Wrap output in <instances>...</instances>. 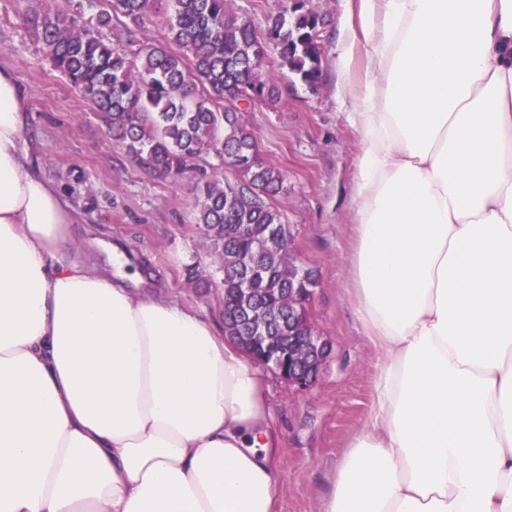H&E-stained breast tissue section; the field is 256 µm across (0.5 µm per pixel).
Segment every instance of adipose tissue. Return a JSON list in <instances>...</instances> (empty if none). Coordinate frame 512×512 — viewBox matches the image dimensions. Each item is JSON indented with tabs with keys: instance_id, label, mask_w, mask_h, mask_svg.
Returning a JSON list of instances; mask_svg holds the SVG:
<instances>
[{
	"instance_id": "ef3b65f1",
	"label": "adipose tissue",
	"mask_w": 512,
	"mask_h": 512,
	"mask_svg": "<svg viewBox=\"0 0 512 512\" xmlns=\"http://www.w3.org/2000/svg\"><path fill=\"white\" fill-rule=\"evenodd\" d=\"M351 311L372 404L318 512H512V0H360ZM0 67V512H272L252 358L77 216Z\"/></svg>"
}]
</instances>
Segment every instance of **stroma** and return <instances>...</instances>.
Instances as JSON below:
<instances>
[{
    "label": "stroma",
    "mask_w": 512,
    "mask_h": 512,
    "mask_svg": "<svg viewBox=\"0 0 512 512\" xmlns=\"http://www.w3.org/2000/svg\"><path fill=\"white\" fill-rule=\"evenodd\" d=\"M38 0H0V66L14 69L29 99L30 140L39 144L46 177L80 215L70 256L105 260L107 248L130 251L145 282L141 292L165 293L224 323V290L196 223L197 193L190 178L162 180L145 171L106 132L93 107L52 67L25 24ZM327 14L320 41L322 80L310 90L269 56L262 71L280 89L276 102H256L243 115L263 156L286 176L279 207L299 261L319 284L309 317L332 346L308 388L265 373L269 404L284 438L276 460L281 482L273 512H316L328 476L370 408L378 361L361 335L345 292L352 249L350 197L359 140L348 121L358 99L350 93L369 67L355 54L337 56L350 39L364 41L359 0H309Z\"/></svg>",
    "instance_id": "1"
}]
</instances>
